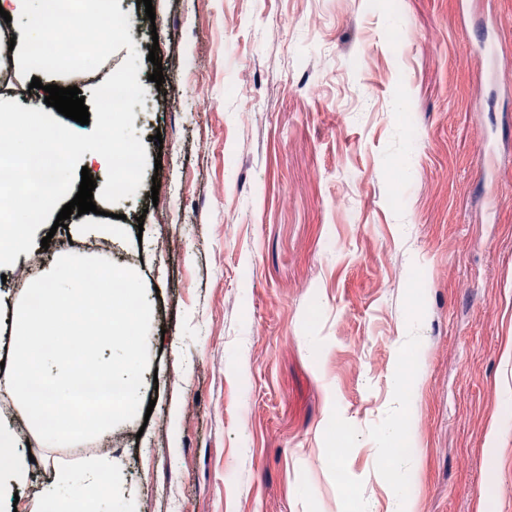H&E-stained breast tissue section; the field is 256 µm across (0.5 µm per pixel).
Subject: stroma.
<instances>
[{
	"mask_svg": "<svg viewBox=\"0 0 512 512\" xmlns=\"http://www.w3.org/2000/svg\"><path fill=\"white\" fill-rule=\"evenodd\" d=\"M152 5L119 0L146 90L142 184L63 228L57 207L33 219L0 283V362L26 269L104 257L147 288L155 406L83 455L111 459L133 512H396L412 457L418 512H512V0ZM483 34L493 54L467 49ZM128 54L34 89L0 53V105L31 106L46 139L89 133L43 88L91 96ZM6 419L34 460L0 512H31L75 453L19 404Z\"/></svg>",
	"mask_w": 512,
	"mask_h": 512,
	"instance_id": "obj_1",
	"label": "stroma"
}]
</instances>
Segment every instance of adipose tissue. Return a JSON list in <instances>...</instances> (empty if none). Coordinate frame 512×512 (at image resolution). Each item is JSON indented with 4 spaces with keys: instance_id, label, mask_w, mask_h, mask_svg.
<instances>
[{
    "instance_id": "1",
    "label": "adipose tissue",
    "mask_w": 512,
    "mask_h": 512,
    "mask_svg": "<svg viewBox=\"0 0 512 512\" xmlns=\"http://www.w3.org/2000/svg\"><path fill=\"white\" fill-rule=\"evenodd\" d=\"M0 7L11 18L22 20L20 39L32 46L53 40L62 35H76L80 22L74 16L51 15L43 0H0ZM34 115L19 110L0 113V132L10 138L9 160L19 166L27 180V191H37L42 181L37 176L49 151L69 154L80 151L86 164L108 167L112 164V149L121 148L120 133H113L111 150L77 146L71 129L56 128L51 147H44L31 132ZM28 211L19 195H10L8 202L0 204V267L14 265L24 250ZM24 453L8 425L0 423V502L11 497L14 490L27 480L23 461ZM112 463L104 457L82 460L79 466H57L45 488V499L57 503L58 512H90L91 505L109 498L102 486V477L111 472Z\"/></svg>"
}]
</instances>
